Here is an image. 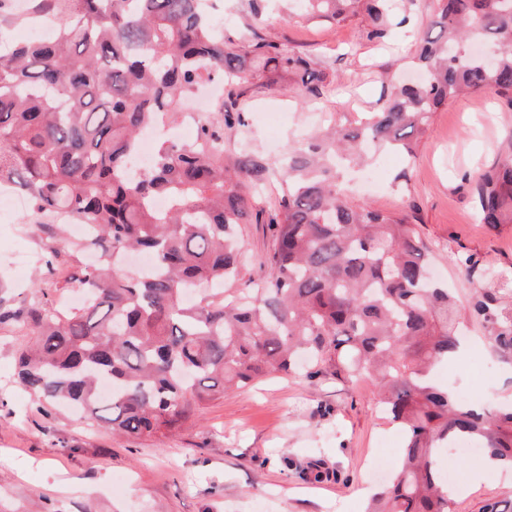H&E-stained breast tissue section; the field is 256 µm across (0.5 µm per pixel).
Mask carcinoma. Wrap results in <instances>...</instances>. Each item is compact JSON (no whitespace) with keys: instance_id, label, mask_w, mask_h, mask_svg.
<instances>
[{"instance_id":"1","label":"carcinoma","mask_w":512,"mask_h":512,"mask_svg":"<svg viewBox=\"0 0 512 512\" xmlns=\"http://www.w3.org/2000/svg\"><path fill=\"white\" fill-rule=\"evenodd\" d=\"M214 0H41L51 39L0 41V188L31 203L35 223L64 212L91 226L75 246L118 266L131 251L152 269L107 275L86 265L73 278L85 302L45 298L8 314L30 330L19 383L48 414L65 406L80 421L134 438L179 428L193 407L262 377L329 373L379 387L406 444L391 480L365 512H453L443 450L469 441L512 468V405L477 412L432 383L456 358V297L428 277V251L404 216L342 189L343 168L374 154L413 151L433 115L464 92L512 106V0H436L417 60L425 73L391 85L357 126L327 128L288 146L271 164L224 157V126L244 125L237 87L266 74L317 92L316 62L256 28L224 42ZM307 19L339 24L360 13L366 38L388 35L413 0H292ZM217 79L228 101L191 140L162 139L146 169L132 160L144 132L182 112L191 90ZM281 186L269 274L220 302L187 296L203 283L238 279L253 200L270 176ZM483 223H512V133L473 179ZM493 349L512 355V281L491 272L470 303ZM306 478L337 480L315 462Z\"/></svg>"}]
</instances>
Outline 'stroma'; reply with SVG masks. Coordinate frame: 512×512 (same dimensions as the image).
<instances>
[{"instance_id":"obj_1","label":"stroma","mask_w":512,"mask_h":512,"mask_svg":"<svg viewBox=\"0 0 512 512\" xmlns=\"http://www.w3.org/2000/svg\"><path fill=\"white\" fill-rule=\"evenodd\" d=\"M434 0H416L405 23L392 25L380 43L363 34L367 20L341 24L298 17L281 22L276 39L324 66L329 81L317 104L301 102L286 81L272 88L250 81L239 89L244 125L224 129L229 154L274 156L300 131L320 124L321 112L339 116L375 111L386 82L403 78L398 61H411L427 34ZM268 0H217L216 20L225 39L242 41ZM512 131V110L489 93L461 97L435 112L414 157L385 152L374 160L378 183L351 174L350 201L405 215L432 258V270L467 307L487 271L512 272V224L479 221L471 179L497 157ZM277 206L267 190L240 233L252 260L240 280L261 279L258 259L272 245L266 228ZM71 234L31 222L12 196L0 195V305L17 308L37 288L51 299L71 298L66 278L90 261L76 253ZM55 249L52 266L43 257ZM472 258V267L462 266ZM468 350L441 364V384L467 399L489 393L512 403V359L493 350L484 328L470 323ZM32 336L13 322L0 323V512H364L375 469L392 467L405 440L385 420L375 387L351 386L324 374L267 379L234 389L195 409L185 424L157 439H132L79 423L65 410L43 415L36 399L15 379L18 353ZM483 455L443 459L456 470L464 493L455 512H481L487 502L512 496V471L475 488L470 472ZM319 461L337 480L315 483L301 469Z\"/></svg>"}]
</instances>
